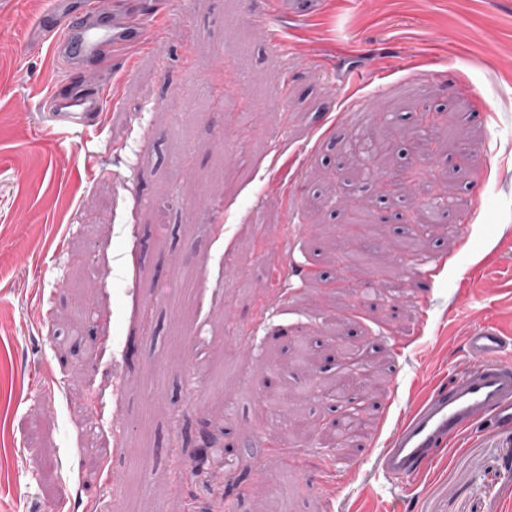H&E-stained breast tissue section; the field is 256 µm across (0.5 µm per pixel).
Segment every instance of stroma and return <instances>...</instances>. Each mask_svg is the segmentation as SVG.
I'll list each match as a JSON object with an SVG mask.
<instances>
[{"mask_svg": "<svg viewBox=\"0 0 512 512\" xmlns=\"http://www.w3.org/2000/svg\"><path fill=\"white\" fill-rule=\"evenodd\" d=\"M49 0H0V512H512V426L483 423L410 481L379 455L465 360L475 321L512 335V0H185L159 53L112 66L104 126L60 136L40 100ZM268 13L290 45H271ZM442 112L450 141L388 195L352 174L355 131ZM447 197L421 250L386 261L421 185ZM380 236L355 293L344 225ZM438 265L433 281L419 279ZM380 366L354 447L321 381L345 345ZM234 462L199 465L201 436ZM341 469L314 485L323 459Z\"/></svg>", "mask_w": 512, "mask_h": 512, "instance_id": "1", "label": "stroma"}]
</instances>
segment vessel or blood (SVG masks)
I'll return each mask as SVG.
<instances>
[{"instance_id":"b4317fda","label":"vessel or blood","mask_w":512,"mask_h":512,"mask_svg":"<svg viewBox=\"0 0 512 512\" xmlns=\"http://www.w3.org/2000/svg\"><path fill=\"white\" fill-rule=\"evenodd\" d=\"M40 25L52 55L71 64L62 77L69 89L45 100L44 120L57 133L102 125L100 77L132 50L156 51L155 18L135 0H50ZM466 363L447 386L422 400L398 426L379 466L390 478L411 479L465 430L495 419L512 422V336L494 323H474L465 338Z\"/></svg>"}]
</instances>
